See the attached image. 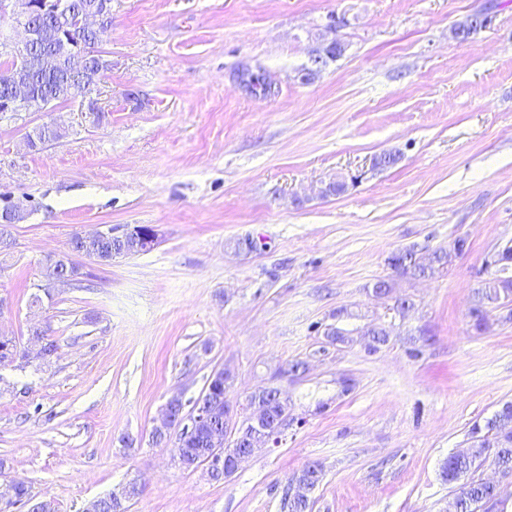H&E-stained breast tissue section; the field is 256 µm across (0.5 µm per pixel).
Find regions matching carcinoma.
<instances>
[{
  "instance_id": "cac0c4a2",
  "label": "carcinoma",
  "mask_w": 512,
  "mask_h": 512,
  "mask_svg": "<svg viewBox=\"0 0 512 512\" xmlns=\"http://www.w3.org/2000/svg\"><path fill=\"white\" fill-rule=\"evenodd\" d=\"M32 22L42 32L39 42L26 50L27 77L30 95L26 99L27 109L31 112H43L58 101H66L80 94V85L88 82L92 76L102 77L109 69L107 59L95 49L97 36L91 30L76 32L73 38L80 41L85 52L82 55L71 54V46L62 38L53 23V11L45 9L38 14L29 15ZM146 250V243L134 234L107 235L85 238L80 234L69 240L68 251L77 255L94 256L103 265L112 264L118 257L134 255ZM500 264L496 279L483 282L475 289L469 310L476 329L487 323L488 314L499 306L512 303V247L504 250L499 257ZM448 264V251L439 248L434 251L430 263L422 265L413 259V251L400 250L390 258V265L400 270L401 274L424 277L433 272L434 266ZM78 266L64 263L61 255L49 256L42 267L45 284L44 296L51 297L50 285L67 279L77 278ZM41 342L42 358H52L58 349L56 341L40 330L32 333ZM233 375L224 370V379L205 388L194 401V405L203 408L207 420L192 435L176 436L175 447L187 449V453L199 460L215 443L224 438V393L231 385ZM249 406H260L267 410L271 421L275 422L274 440H279L285 426L278 424L280 418L288 413V402L274 388H262L249 397ZM493 456L496 466L504 473H512V401L501 404L491 417L483 422H476L470 429V445L465 452L449 455L441 464L440 476L448 484L460 483L454 500V512H506L500 500L498 490L487 481L476 478L473 473L487 456ZM323 478V470L316 461H311L295 477V481L315 490ZM16 502L28 508V512H52L51 505L39 501L32 494L29 483L17 479L13 483ZM131 491L133 498H138L141 490L132 482L127 483L121 493H112L92 501L87 512H128L126 491ZM283 508L287 512H312L310 499L297 498L286 494Z\"/></svg>"
}]
</instances>
